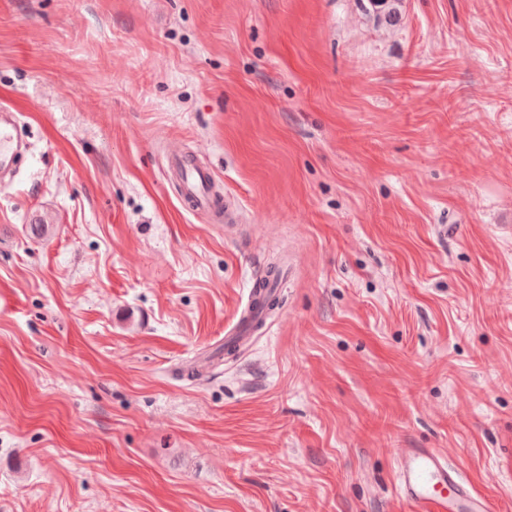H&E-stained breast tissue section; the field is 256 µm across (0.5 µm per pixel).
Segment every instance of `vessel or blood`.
Returning a JSON list of instances; mask_svg holds the SVG:
<instances>
[{"instance_id": "obj_1", "label": "vessel or blood", "mask_w": 512, "mask_h": 512, "mask_svg": "<svg viewBox=\"0 0 512 512\" xmlns=\"http://www.w3.org/2000/svg\"><path fill=\"white\" fill-rule=\"evenodd\" d=\"M16 120L11 106L0 107V163L4 165L19 149L13 134ZM171 167L192 209L213 211L210 173L183 156L173 157ZM395 490L414 512H488L485 499L470 494L447 461L432 448L402 449Z\"/></svg>"}]
</instances>
